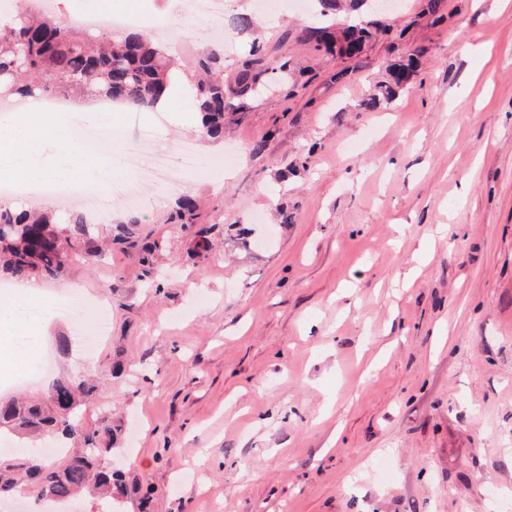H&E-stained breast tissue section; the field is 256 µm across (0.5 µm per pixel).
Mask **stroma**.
<instances>
[{
	"instance_id": "obj_1",
	"label": "stroma",
	"mask_w": 512,
	"mask_h": 512,
	"mask_svg": "<svg viewBox=\"0 0 512 512\" xmlns=\"http://www.w3.org/2000/svg\"><path fill=\"white\" fill-rule=\"evenodd\" d=\"M163 0H55L69 19L147 14L172 27L176 91L113 113L110 155L199 147L202 165L95 218L101 252L68 261L42 294L103 307L91 358L49 327L0 364V400L47 398L54 378L96 388L80 423L112 427L121 512H503L512 501V0H224L209 16H158ZM251 19L249 29L232 25ZM387 31L356 55L315 48V28ZM261 92L239 96L252 45ZM224 58V133L201 127L188 88ZM405 88L367 110L390 67ZM195 220L172 222L181 198Z\"/></svg>"
}]
</instances>
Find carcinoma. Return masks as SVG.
I'll use <instances>...</instances> for the list:
<instances>
[{"label": "carcinoma", "instance_id": "obj_1", "mask_svg": "<svg viewBox=\"0 0 512 512\" xmlns=\"http://www.w3.org/2000/svg\"><path fill=\"white\" fill-rule=\"evenodd\" d=\"M348 36L350 45L361 47L373 37L372 26L354 25ZM217 60L212 53L201 61L205 77L194 84L198 111L210 136L224 131V79ZM174 67L164 45L134 30L120 36L108 28L75 33L56 17L28 11L17 12L10 25L0 28L1 100L80 96L133 109L154 108L171 87ZM0 224L16 225L15 232L0 237V271L16 280L55 276L69 259L92 252L93 227L78 212L58 218L49 211L33 214L0 203ZM93 391L94 386L83 380L60 377L52 385L48 404L0 403V433L60 435L81 444L60 466L46 464L35 452L0 459V491L35 478L42 498L68 506L83 490L108 501L123 494L122 471L97 466L101 457L112 453L99 447L101 434L111 428L73 423Z\"/></svg>", "mask_w": 512, "mask_h": 512}]
</instances>
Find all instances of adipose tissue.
<instances>
[{"instance_id":"ef3b65f1","label":"adipose tissue","mask_w":512,"mask_h":512,"mask_svg":"<svg viewBox=\"0 0 512 512\" xmlns=\"http://www.w3.org/2000/svg\"><path fill=\"white\" fill-rule=\"evenodd\" d=\"M39 112L36 100L22 98L14 115L0 119V157L11 160L12 174L25 178L34 190L75 170L94 180V170L85 165L63 123L42 125ZM31 300L27 294L0 307V353L11 355L34 344L36 333L29 328L27 315Z\"/></svg>"}]
</instances>
